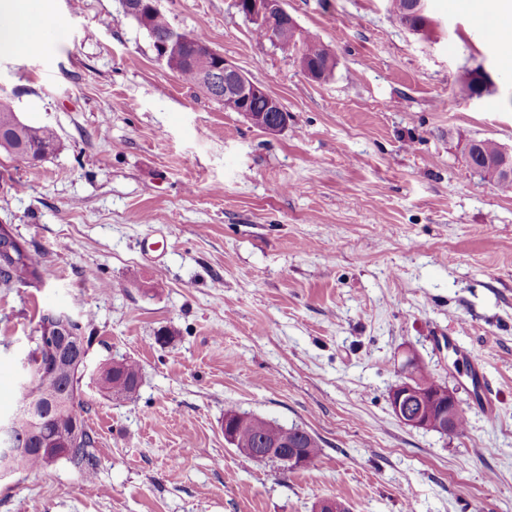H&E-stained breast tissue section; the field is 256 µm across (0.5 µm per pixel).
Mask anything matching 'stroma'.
<instances>
[{
	"label": "stroma",
	"mask_w": 512,
	"mask_h": 512,
	"mask_svg": "<svg viewBox=\"0 0 512 512\" xmlns=\"http://www.w3.org/2000/svg\"><path fill=\"white\" fill-rule=\"evenodd\" d=\"M52 3L39 51L0 50V94L61 142L36 166L0 154V223L45 256L43 287L0 288V395L42 311L85 320L98 470L19 472L0 512H512V193L464 157L512 150L496 0H429L423 35L388 0H284L336 56L323 83L235 0H159L281 101L276 135L158 62L121 0ZM479 66L493 86L471 99ZM122 358L129 400L96 380ZM410 359L455 392L463 435L393 415ZM228 408L306 429L320 457L240 454Z\"/></svg>",
	"instance_id": "obj_1"
}]
</instances>
